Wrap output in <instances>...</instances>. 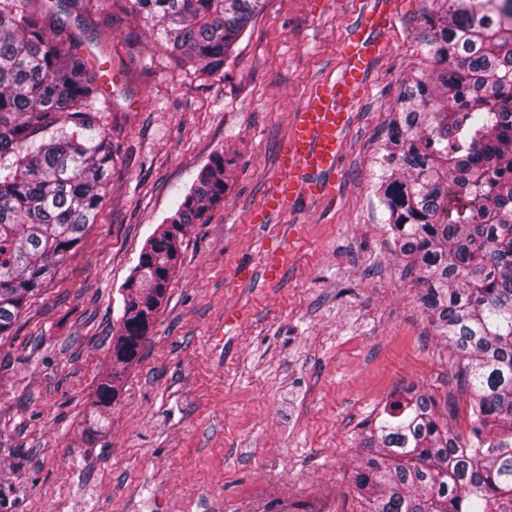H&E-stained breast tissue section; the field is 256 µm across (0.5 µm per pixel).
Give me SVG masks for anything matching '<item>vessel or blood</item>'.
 I'll list each match as a JSON object with an SVG mask.
<instances>
[{"mask_svg": "<svg viewBox=\"0 0 512 512\" xmlns=\"http://www.w3.org/2000/svg\"><path fill=\"white\" fill-rule=\"evenodd\" d=\"M397 8L398 0H365L343 45L339 74L318 82L293 115L284 172L267 200L268 213L288 212L302 197L331 191L357 94L370 62L386 50L384 37L395 25Z\"/></svg>", "mask_w": 512, "mask_h": 512, "instance_id": "vessel-or-blood-1", "label": "vessel or blood"}]
</instances>
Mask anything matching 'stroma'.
I'll return each mask as SVG.
<instances>
[{
    "label": "stroma",
    "instance_id": "obj_1",
    "mask_svg": "<svg viewBox=\"0 0 512 512\" xmlns=\"http://www.w3.org/2000/svg\"><path fill=\"white\" fill-rule=\"evenodd\" d=\"M328 195L256 223L308 89L336 76L362 0H265L222 72L178 66L113 0L74 7L81 52L107 61L98 117L112 175L96 224L0 337V512H364L359 425L393 392L471 426L460 362L417 302L375 193L400 95L431 72V0H398ZM224 202L189 226L110 425L121 288L215 153ZM287 248L277 280L266 252Z\"/></svg>",
    "mask_w": 512,
    "mask_h": 512
}]
</instances>
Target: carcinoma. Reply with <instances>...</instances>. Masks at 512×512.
Wrapping results in <instances>:
<instances>
[{
    "label": "carcinoma",
    "mask_w": 512,
    "mask_h": 512,
    "mask_svg": "<svg viewBox=\"0 0 512 512\" xmlns=\"http://www.w3.org/2000/svg\"><path fill=\"white\" fill-rule=\"evenodd\" d=\"M180 65L214 74L265 0H128ZM439 68L409 86L392 120L387 224L418 273L416 299L462 360L469 438L435 399L393 395L361 425L356 473L368 512H486L512 493V15L493 0H432ZM51 0H0V336L54 278L107 195L112 140L94 115L103 88ZM214 154L123 287L112 375L94 393L107 421L138 356L187 228L224 202Z\"/></svg>",
    "instance_id": "obj_1"
}]
</instances>
